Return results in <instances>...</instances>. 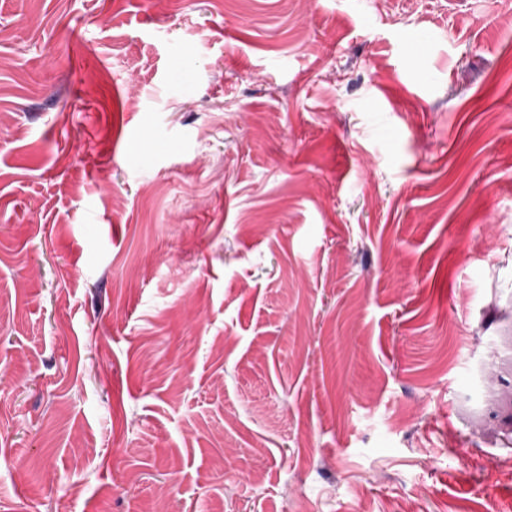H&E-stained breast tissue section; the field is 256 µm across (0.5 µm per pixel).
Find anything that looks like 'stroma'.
Listing matches in <instances>:
<instances>
[{
  "label": "stroma",
  "instance_id": "1",
  "mask_svg": "<svg viewBox=\"0 0 512 512\" xmlns=\"http://www.w3.org/2000/svg\"><path fill=\"white\" fill-rule=\"evenodd\" d=\"M0 512H512L504 0H0Z\"/></svg>",
  "mask_w": 512,
  "mask_h": 512
}]
</instances>
